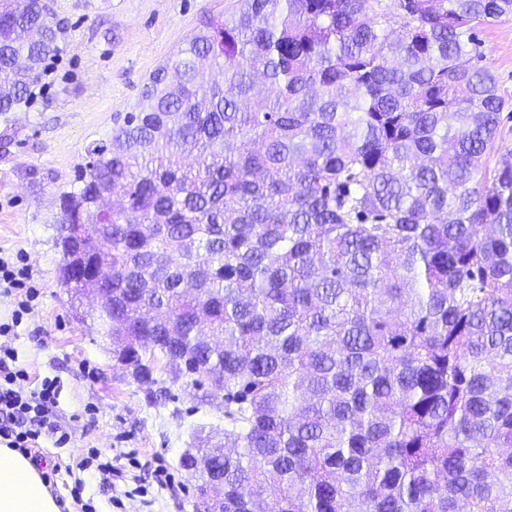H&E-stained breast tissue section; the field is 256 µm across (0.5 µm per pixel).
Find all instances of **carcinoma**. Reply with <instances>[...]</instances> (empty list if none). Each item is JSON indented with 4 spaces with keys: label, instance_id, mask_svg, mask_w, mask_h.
<instances>
[{
    "label": "carcinoma",
    "instance_id": "obj_1",
    "mask_svg": "<svg viewBox=\"0 0 512 512\" xmlns=\"http://www.w3.org/2000/svg\"><path fill=\"white\" fill-rule=\"evenodd\" d=\"M395 2L235 0L60 195L112 242V358L224 396L180 460L214 512H512L509 100L475 63L512 0ZM62 29L0 4V112Z\"/></svg>",
    "mask_w": 512,
    "mask_h": 512
}]
</instances>
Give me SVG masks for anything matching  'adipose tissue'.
I'll use <instances>...</instances> for the list:
<instances>
[{
	"instance_id": "1",
	"label": "adipose tissue",
	"mask_w": 512,
	"mask_h": 512,
	"mask_svg": "<svg viewBox=\"0 0 512 512\" xmlns=\"http://www.w3.org/2000/svg\"><path fill=\"white\" fill-rule=\"evenodd\" d=\"M0 512H59L41 473L21 453L2 445Z\"/></svg>"
}]
</instances>
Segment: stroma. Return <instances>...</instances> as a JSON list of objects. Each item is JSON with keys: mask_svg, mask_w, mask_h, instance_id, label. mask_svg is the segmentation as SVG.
<instances>
[{"mask_svg": "<svg viewBox=\"0 0 512 512\" xmlns=\"http://www.w3.org/2000/svg\"><path fill=\"white\" fill-rule=\"evenodd\" d=\"M233 0H54L65 28L61 52L41 77L31 104L0 112V254H23L38 289L14 333L0 345L15 349L18 362L39 377L56 379L58 423L70 440L55 447L43 440V473L60 512H77L70 490L84 484L95 512H117L112 492L94 471L79 477L52 473L92 448L165 463L174 473L172 490H158L147 467L138 469L147 497L125 499L124 512H196L182 455L196 433L223 439L224 398L183 378L158 371L145 388L112 359L109 340L98 334L92 297L62 284L58 243L59 195L72 190L86 149L109 139L141 98L152 73L186 47L208 15ZM482 63L512 98V17L481 28Z\"/></svg>", "mask_w": 512, "mask_h": 512, "instance_id": "35a3bbf8", "label": "stroma"}]
</instances>
